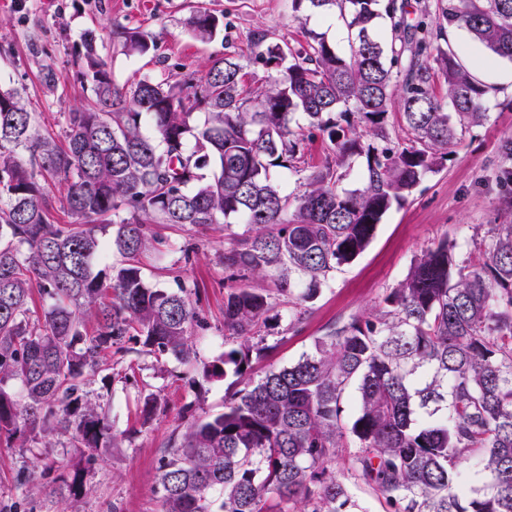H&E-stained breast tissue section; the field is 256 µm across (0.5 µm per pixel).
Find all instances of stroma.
<instances>
[{"instance_id":"35a3bbf8","label":"stroma","mask_w":512,"mask_h":512,"mask_svg":"<svg viewBox=\"0 0 512 512\" xmlns=\"http://www.w3.org/2000/svg\"><path fill=\"white\" fill-rule=\"evenodd\" d=\"M224 20L211 41L197 40L186 20L198 8ZM149 33L156 49L144 57L122 53L117 28ZM325 35L340 49L348 32L338 21L319 15L294 17L288 0H0V89L17 90L29 111L37 113L44 132L62 136L65 117L85 104L92 91L77 74L75 58L84 51L82 37L96 36V49L114 81L128 85L143 77L162 79L172 69L202 73L212 61L250 53V37L265 31L291 47L306 44L305 31ZM448 41L467 65L485 60L479 80L494 87L487 120L467 130L446 165L428 174L408 200L393 208L378 225L367 248L333 271L319 295L302 302L277 296L276 320L262 329L266 347H252L248 373L262 378L269 370L296 363L315 349L336 323L363 315L404 279L413 261L442 240L453 241L467 257L476 238L494 224H512V204L505 201V156L512 147V61L487 60L483 46L466 30L452 27ZM321 137L309 140L298 170H275L274 178L290 193L303 190L322 159ZM158 242L140 256L148 284L170 291L185 289L205 315V328L194 330L190 360L130 353L113 356L108 380L93 389L110 408L119 445L84 473L87 494L79 512H160L157 494L159 461L178 443L188 425L224 410V394L234 375L207 378L205 367L224 352L239 348L238 337L224 332V300L234 282L224 272V251L244 224L205 227L156 225ZM156 394L163 406L150 419L135 415L139 395ZM355 448L340 449L331 467L344 478L356 512H392L374 487L351 478ZM29 454L0 445V503L19 502L20 512H55L46 489L21 486L18 471Z\"/></svg>"}]
</instances>
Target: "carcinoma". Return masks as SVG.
<instances>
[{"instance_id":"obj_1","label":"carcinoma","mask_w":512,"mask_h":512,"mask_svg":"<svg viewBox=\"0 0 512 512\" xmlns=\"http://www.w3.org/2000/svg\"><path fill=\"white\" fill-rule=\"evenodd\" d=\"M289 2L295 14L338 11L348 51L313 30L302 51L259 32L250 44L269 69L261 81L230 56L198 77L126 88L88 33L75 65L94 97L68 113L61 143L41 132L17 93L0 90V444L35 459L18 472L19 485L50 484L69 502L86 493L81 470L38 471L37 461L53 438L88 466L112 447L91 385L124 340L146 354L191 357L202 318L187 296L145 281L137 257L150 242L146 225L246 224L255 233L224 250L228 279L273 275L279 295L312 300L330 272L365 250L386 213L444 165L459 130L487 118L492 88L439 46L445 26L512 60V0H441L435 28L420 24L409 40L397 0ZM186 25L201 41L224 27L205 8ZM121 47L141 56L156 44L127 29ZM437 71L444 99L432 89ZM395 98L404 146L387 129ZM297 112L324 148L319 171L292 197L272 172L296 168L312 138L290 126ZM337 112L353 120L342 127ZM144 114L152 138L141 131ZM354 155L366 168L347 189L340 169ZM211 164L207 179L200 170ZM57 183L72 224L50 220ZM109 225L115 263L99 237ZM35 290L51 304L33 320ZM273 308L261 288L228 294L224 331L241 349L204 375L230 366L244 377L255 329ZM160 408L153 393L140 399L145 419ZM346 440L358 448L352 476L375 485L393 512H512V224L492 225L464 260L447 241L426 249L378 309L331 329L297 363L225 394L224 412L192 424L161 458L163 512H275L282 503L293 512H351L346 484L330 469ZM473 456L484 473L477 489L460 470Z\"/></svg>"}]
</instances>
